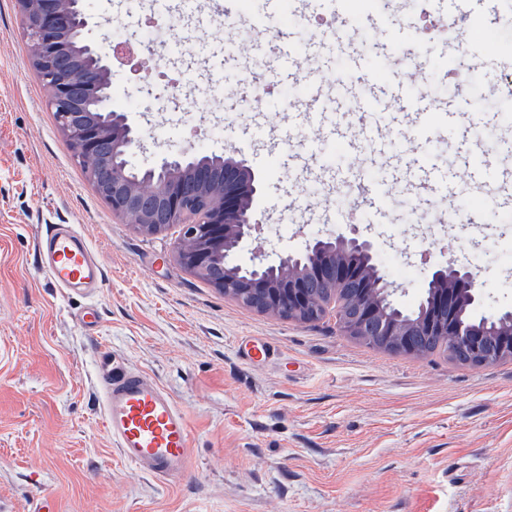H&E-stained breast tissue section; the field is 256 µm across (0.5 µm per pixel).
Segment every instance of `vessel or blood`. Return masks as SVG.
<instances>
[{
    "mask_svg": "<svg viewBox=\"0 0 512 512\" xmlns=\"http://www.w3.org/2000/svg\"><path fill=\"white\" fill-rule=\"evenodd\" d=\"M37 263L54 288L94 297L105 285L101 264L85 235L54 224L36 241ZM103 426L121 457L142 474L176 477L194 459L184 411L149 373L112 368L98 377Z\"/></svg>",
    "mask_w": 512,
    "mask_h": 512,
    "instance_id": "1",
    "label": "vessel or blood"
}]
</instances>
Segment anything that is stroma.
Returning <instances> with one entry per match:
<instances>
[{
  "label": "stroma",
  "mask_w": 512,
  "mask_h": 512,
  "mask_svg": "<svg viewBox=\"0 0 512 512\" xmlns=\"http://www.w3.org/2000/svg\"><path fill=\"white\" fill-rule=\"evenodd\" d=\"M353 23L336 50L314 43L336 10L309 0L289 37L245 28L239 0H96L88 41L105 25L139 34L175 12L169 77L144 94L141 67L113 64L112 84L145 130L148 166L217 123L213 154L245 159L262 225L236 252L277 262L311 226L371 239L395 265L396 304L412 308L433 270L473 267L475 316L512 310V206L471 173H512V124L495 106L512 46V0H341ZM433 46L427 69L409 49ZM482 122L440 127L473 89ZM458 212V223L448 221ZM73 224L100 257L101 316L53 288L35 261L49 225ZM174 224L153 236L121 223L60 133L32 65L16 0H0V512H512V360L389 353L342 334L335 312L299 323L249 310L185 270ZM274 354L248 362L242 349ZM153 374L186 413L195 462L183 475L137 473L105 434L101 359Z\"/></svg>",
  "instance_id": "stroma-1"
}]
</instances>
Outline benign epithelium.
<instances>
[{
  "label": "benign epithelium",
  "instance_id": "1",
  "mask_svg": "<svg viewBox=\"0 0 512 512\" xmlns=\"http://www.w3.org/2000/svg\"><path fill=\"white\" fill-rule=\"evenodd\" d=\"M17 3L33 63L73 157L122 223L147 235L183 225L174 250L190 272L244 307L296 322L315 321L332 306L342 331L389 352L424 357L421 339L436 338L454 360L469 365L512 359V311L482 317L479 327L453 318L475 307L477 293L473 273L452 263L432 273L420 311L406 319L389 314L393 291L367 240L320 236L276 264L237 263V248L259 229L258 185L245 160L182 149L152 167H133L141 131L123 112L102 116L92 109L112 97V54L86 40L84 0Z\"/></svg>",
  "mask_w": 512,
  "mask_h": 512
}]
</instances>
